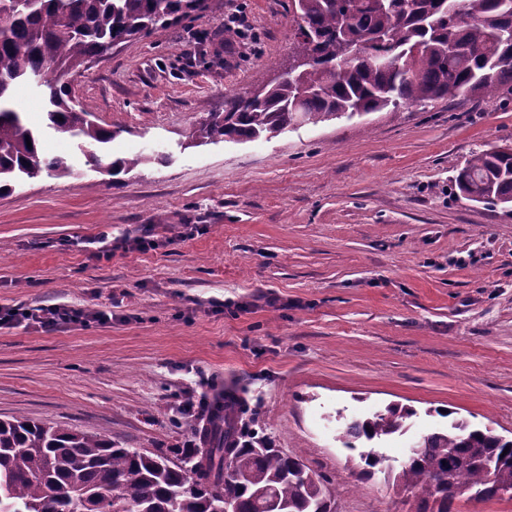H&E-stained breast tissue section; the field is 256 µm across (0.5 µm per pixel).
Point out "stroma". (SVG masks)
Instances as JSON below:
<instances>
[{"mask_svg": "<svg viewBox=\"0 0 512 512\" xmlns=\"http://www.w3.org/2000/svg\"><path fill=\"white\" fill-rule=\"evenodd\" d=\"M246 16V38L224 22ZM290 0H210L199 18L116 44L71 82L116 136L103 163L155 151L111 182L67 136L47 173L0 196V308L116 309L106 325L0 327V419L97 433L185 457L180 406L235 387L259 436L325 475L341 512H412L386 473L358 479L352 418L399 402V471L441 410L512 436V212L455 194L473 152L512 143V100L409 105L271 139L184 147L180 131L287 63ZM171 239L123 251L126 234ZM111 251L95 260L98 251Z\"/></svg>", "mask_w": 512, "mask_h": 512, "instance_id": "obj_1", "label": "stroma"}]
</instances>
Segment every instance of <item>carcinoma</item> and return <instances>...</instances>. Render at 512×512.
<instances>
[{"label":"carcinoma","instance_id":"carcinoma-1","mask_svg":"<svg viewBox=\"0 0 512 512\" xmlns=\"http://www.w3.org/2000/svg\"><path fill=\"white\" fill-rule=\"evenodd\" d=\"M208 0H0V196L41 171L68 177L72 161L46 156L41 134L16 106L17 87L34 83L47 99V127L79 140L85 165L101 164L96 149L116 132L74 104L71 79L112 45L158 27L198 17ZM297 28L291 79L261 86L255 97L232 99L222 112L182 132L184 145L274 137L286 129L370 112H396L460 95H512V0H292ZM401 58V66L386 63ZM32 147H27V144ZM163 155L119 157L112 180ZM454 191L512 212V147L471 154ZM210 405L204 447L190 468L165 455L125 448L97 434L0 420V512H339L329 480L299 455L265 438L245 440L236 393ZM416 410L389 403L352 420L345 447L377 443L407 431ZM421 437L395 475L414 490V512H451L455 499L512 492V439L451 417ZM383 458L359 454L357 476L372 478Z\"/></svg>","mask_w":512,"mask_h":512}]
</instances>
